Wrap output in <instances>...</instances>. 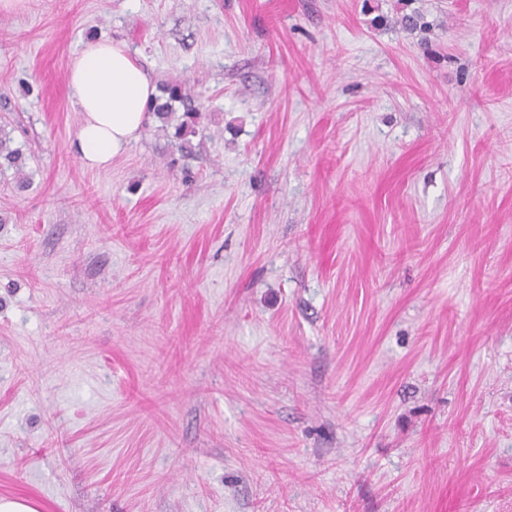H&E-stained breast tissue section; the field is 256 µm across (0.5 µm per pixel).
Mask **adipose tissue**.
Returning <instances> with one entry per match:
<instances>
[{
  "label": "adipose tissue",
  "instance_id": "1",
  "mask_svg": "<svg viewBox=\"0 0 512 512\" xmlns=\"http://www.w3.org/2000/svg\"><path fill=\"white\" fill-rule=\"evenodd\" d=\"M81 123L70 144L81 162L105 168L138 139L157 86L124 43L102 40L74 56L68 75Z\"/></svg>",
  "mask_w": 512,
  "mask_h": 512
}]
</instances>
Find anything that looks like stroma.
Returning a JSON list of instances; mask_svg holds the SVG:
<instances>
[{"label": "stroma", "mask_w": 512, "mask_h": 512, "mask_svg": "<svg viewBox=\"0 0 512 512\" xmlns=\"http://www.w3.org/2000/svg\"><path fill=\"white\" fill-rule=\"evenodd\" d=\"M103 39L190 153L71 152ZM0 136V497L512 512V0H24ZM163 96L156 99L153 102L149 112L162 123L163 129L164 124H167L170 120L173 112V103H182L184 107L182 121L175 128V137L181 141V150L187 149L190 144V137L196 135L198 118H199V106H195L194 102L185 94L182 86L177 83L167 84L161 89ZM163 100V101H162ZM162 101V102H161Z\"/></svg>", "instance_id": "1"}]
</instances>
